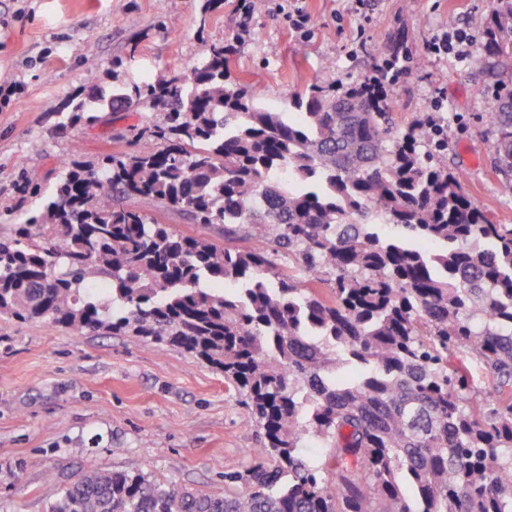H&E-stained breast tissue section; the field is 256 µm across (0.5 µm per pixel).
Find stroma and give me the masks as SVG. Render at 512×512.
<instances>
[{
	"instance_id": "1",
	"label": "stroma",
	"mask_w": 512,
	"mask_h": 512,
	"mask_svg": "<svg viewBox=\"0 0 512 512\" xmlns=\"http://www.w3.org/2000/svg\"><path fill=\"white\" fill-rule=\"evenodd\" d=\"M491 0H0V225L37 207L74 156L88 164L135 150L131 126L158 121L144 100L69 124L64 106L116 84L187 80L212 44L231 46V74L261 86L260 104L311 85L374 75L390 40L410 63L388 86L399 131L430 111L448 121V165L497 223L512 191L496 173L484 117L502 73L481 46ZM309 17L294 29L290 12ZM457 28L466 59L428 53ZM40 150H33V143ZM40 189L21 194L26 172ZM259 438L222 373L175 347L129 335H74L0 320V512H47L68 477L90 468L142 471L224 493L223 474L249 465Z\"/></svg>"
}]
</instances>
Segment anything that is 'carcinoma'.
<instances>
[{"mask_svg": "<svg viewBox=\"0 0 512 512\" xmlns=\"http://www.w3.org/2000/svg\"><path fill=\"white\" fill-rule=\"evenodd\" d=\"M484 48L509 76L486 126L511 190L512 0L493 5ZM401 58L289 96L287 121L216 44L186 87L116 85L72 106L71 124L143 98L165 112L130 128L132 153L64 162L45 204L0 234V317L179 348L234 386L260 447L222 496L90 470L49 512H512V224L448 167L441 117L394 132L377 83ZM469 356L493 389L476 393ZM311 438L322 451L306 456Z\"/></svg>", "mask_w": 512, "mask_h": 512, "instance_id": "cac0c4a2", "label": "carcinoma"}]
</instances>
